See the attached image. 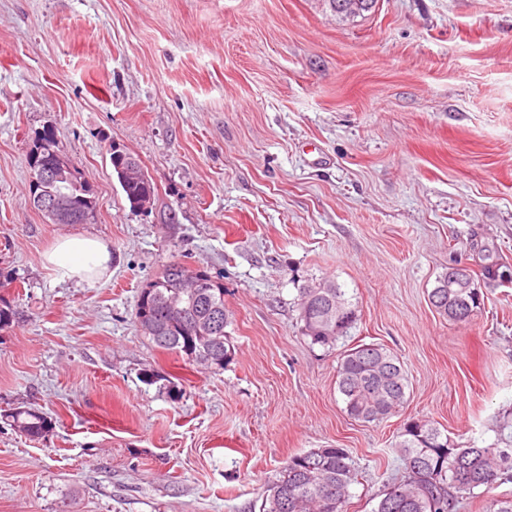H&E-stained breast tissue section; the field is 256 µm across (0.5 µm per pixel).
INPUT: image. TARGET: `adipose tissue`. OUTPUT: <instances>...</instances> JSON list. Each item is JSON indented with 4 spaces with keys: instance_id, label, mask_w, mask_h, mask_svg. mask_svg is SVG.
Listing matches in <instances>:
<instances>
[{
    "instance_id": "ef3b65f1",
    "label": "adipose tissue",
    "mask_w": 512,
    "mask_h": 512,
    "mask_svg": "<svg viewBox=\"0 0 512 512\" xmlns=\"http://www.w3.org/2000/svg\"><path fill=\"white\" fill-rule=\"evenodd\" d=\"M44 261L62 281H92L107 271L111 254L98 238L68 235L59 238Z\"/></svg>"
}]
</instances>
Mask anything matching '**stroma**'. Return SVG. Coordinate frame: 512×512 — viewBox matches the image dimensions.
<instances>
[{"label":"stroma","mask_w":512,"mask_h":512,"mask_svg":"<svg viewBox=\"0 0 512 512\" xmlns=\"http://www.w3.org/2000/svg\"><path fill=\"white\" fill-rule=\"evenodd\" d=\"M53 128L95 198L85 224L29 201L28 154ZM157 187L132 210L111 147ZM109 248L92 282L57 280L56 239ZM184 260L224 285L221 369L156 348L141 286ZM512 264V0H0V512H254L294 454L343 448L348 512L404 466V424L486 446L512 425V283L465 323L428 294L449 266ZM356 301L336 350L310 346L297 288ZM385 346L410 396L347 415L340 351ZM170 380L176 397L141 376ZM51 419L14 430L13 408ZM8 418L14 427L31 439H41L52 429L51 419L36 407H17Z\"/></svg>","instance_id":"1"}]
</instances>
